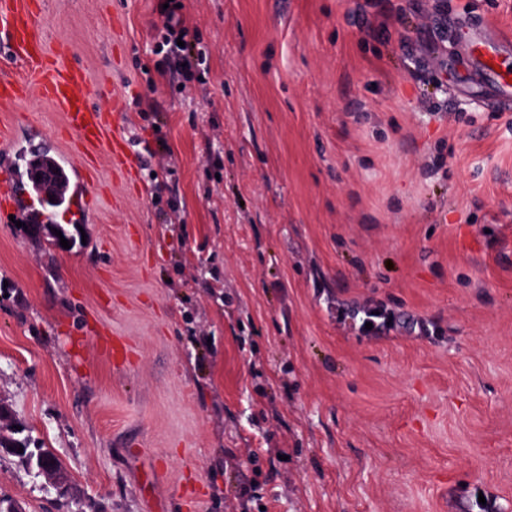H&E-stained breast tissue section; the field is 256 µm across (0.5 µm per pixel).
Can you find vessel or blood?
<instances>
[{
    "label": "vessel or blood",
    "mask_w": 512,
    "mask_h": 512,
    "mask_svg": "<svg viewBox=\"0 0 512 512\" xmlns=\"http://www.w3.org/2000/svg\"><path fill=\"white\" fill-rule=\"evenodd\" d=\"M0 35L8 45L10 64L22 72L21 79L0 80V106L24 101L32 94L49 101L62 112L72 146L71 153L53 159L64 179L55 204L48 205L42 203V192L30 176L45 155L23 134L30 121L1 127L0 169L10 172L13 181L0 193V207L35 224L54 223L61 210L71 221L84 222L90 214L87 200L94 190L84 167L91 164L96 149H104L113 169L128 178L138 173V162L118 131L116 118L90 103L91 95L102 90L105 80L70 64L65 45L50 47L44 0H0ZM464 37L482 69L498 70V39L489 29L471 28Z\"/></svg>",
    "instance_id": "vessel-or-blood-1"
}]
</instances>
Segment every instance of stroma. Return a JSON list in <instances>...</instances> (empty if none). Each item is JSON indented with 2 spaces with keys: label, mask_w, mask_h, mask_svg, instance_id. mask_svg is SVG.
I'll list each match as a JSON object with an SVG mask.
<instances>
[{
  "label": "stroma",
  "mask_w": 512,
  "mask_h": 512,
  "mask_svg": "<svg viewBox=\"0 0 512 512\" xmlns=\"http://www.w3.org/2000/svg\"><path fill=\"white\" fill-rule=\"evenodd\" d=\"M183 3L202 84L154 51L161 0H46L140 168L97 153L67 250L0 214V405L69 482L2 450L0 505L512 512V108L459 30L512 43V0ZM378 311V314H375ZM365 317L360 325V330L364 336L376 335L384 329L388 330L395 327L396 318L393 313L378 308H367L364 310ZM366 323H372V329L365 328ZM34 456L41 458L39 463L34 464V467L36 470H39V478H41L45 483L55 482L60 474H65L61 464L58 463L56 459L47 451L43 450V448H38L35 450ZM34 456L26 458L31 467L33 465Z\"/></svg>",
  "instance_id": "35a3bbf8"
}]
</instances>
